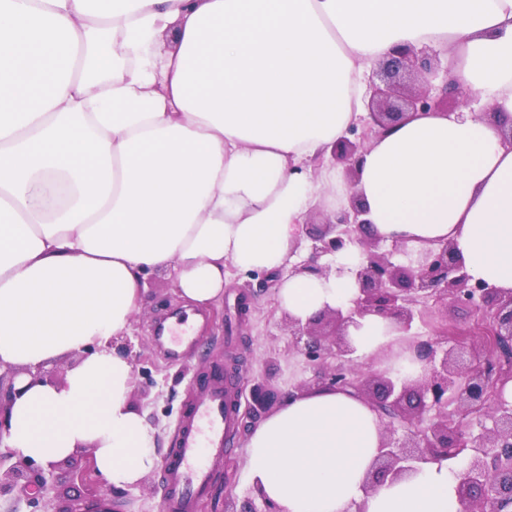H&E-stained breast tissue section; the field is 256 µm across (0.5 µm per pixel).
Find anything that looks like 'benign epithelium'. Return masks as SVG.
Instances as JSON below:
<instances>
[{
  "label": "benign epithelium",
  "mask_w": 512,
  "mask_h": 512,
  "mask_svg": "<svg viewBox=\"0 0 512 512\" xmlns=\"http://www.w3.org/2000/svg\"><path fill=\"white\" fill-rule=\"evenodd\" d=\"M436 53L397 48L383 61L377 75L394 84L403 74L414 76L418 88L400 107L391 92L372 84L369 116L362 131L353 126L348 136L336 142L334 158L348 164L353 174L371 137L388 131L408 112H448L465 105L470 90L457 78L438 77ZM363 206L350 202V209L336 213L324 229L309 236L310 258L295 267L298 273L323 275L329 266L318 264L325 255L352 247L360 250L355 271L358 288L354 306L347 311L329 310L305 325L288 319L294 347L320 365L319 376L331 387L351 388L371 400L382 414L386 437L369 473L370 487L397 480L429 461H467L458 487L468 512H512V400L504 387L512 381V295L505 296L487 282L473 278L448 243L426 248L409 264L392 261L402 246L380 250L378 241L363 234L367 220ZM432 299L474 309L481 314L486 345L467 352L464 346L448 344V330L430 340H413L425 373L419 380L399 383L384 373H366L350 358L342 328L357 317L380 314L394 318L405 331L423 319L421 305ZM457 405L458 415L448 414ZM478 418L479 432L462 427L468 417ZM404 437L397 438L398 429ZM0 480V495L14 488L38 489L50 494L54 470H26L20 465L6 471ZM241 512H277L260 489H253Z\"/></svg>",
  "instance_id": "1"
}]
</instances>
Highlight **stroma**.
Returning <instances> with one entry per match:
<instances>
[{
    "label": "stroma",
    "mask_w": 512,
    "mask_h": 512,
    "mask_svg": "<svg viewBox=\"0 0 512 512\" xmlns=\"http://www.w3.org/2000/svg\"><path fill=\"white\" fill-rule=\"evenodd\" d=\"M143 303L134 315L129 338L141 357L133 367L132 399L160 433V457L174 448L181 421L201 395V383L213 368L229 372L237 383L242 406L252 402V390L263 386L275 395V404L304 388L320 385L314 365L295 350L279 311L272 285L250 274L230 271L224 299L216 306L197 309L188 326L192 347L180 358H169L155 340L159 322L185 309L175 294L172 278L154 272L143 283ZM476 329L479 319L465 307L436 306L413 331L422 339L435 335L440 322ZM257 417L239 415L225 459L215 463V484L203 502L207 512H238L253 491L245 478L244 444ZM75 460L59 464L57 486L39 501V512H87L98 500H106L109 512H163L164 470L156 468L140 485L109 491L100 479L83 480Z\"/></svg>",
    "instance_id": "35a3bbf8"
}]
</instances>
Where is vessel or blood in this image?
<instances>
[{"label": "vessel or blood", "instance_id": "1", "mask_svg": "<svg viewBox=\"0 0 512 512\" xmlns=\"http://www.w3.org/2000/svg\"><path fill=\"white\" fill-rule=\"evenodd\" d=\"M237 400L228 377L213 374L206 395L184 417L164 474V512H194L212 484L211 459L223 458L233 432Z\"/></svg>", "mask_w": 512, "mask_h": 512}]
</instances>
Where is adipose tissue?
<instances>
[{"mask_svg":"<svg viewBox=\"0 0 512 512\" xmlns=\"http://www.w3.org/2000/svg\"><path fill=\"white\" fill-rule=\"evenodd\" d=\"M404 46L439 52L484 109L408 113L347 177L332 148ZM511 133L512 0H0V370L17 372L0 443L44 468L87 452L107 485H138L160 440L110 343L144 278L218 304L230 270L292 265L319 204L358 200L369 238L448 243L512 294ZM359 260L289 275L279 308H350ZM345 337L357 363L423 372L393 318ZM384 438L367 398L306 388L250 430L246 477L279 512H464L447 460L368 488Z\"/></svg>","mask_w":512,"mask_h":512,"instance_id":"obj_1","label":"adipose tissue"}]
</instances>
